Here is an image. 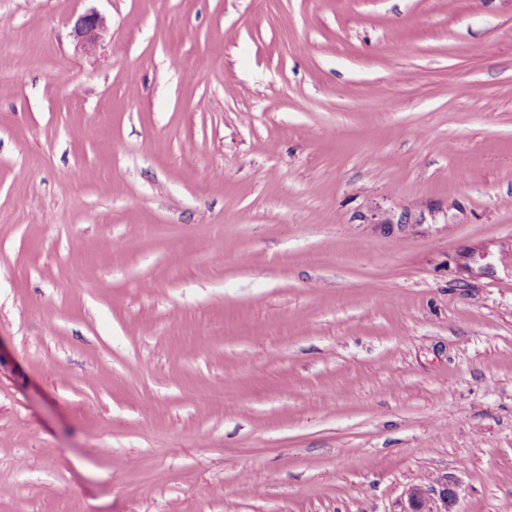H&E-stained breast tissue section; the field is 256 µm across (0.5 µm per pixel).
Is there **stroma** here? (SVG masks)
Returning <instances> with one entry per match:
<instances>
[{
  "instance_id": "35a3bbf8",
  "label": "stroma",
  "mask_w": 512,
  "mask_h": 512,
  "mask_svg": "<svg viewBox=\"0 0 512 512\" xmlns=\"http://www.w3.org/2000/svg\"><path fill=\"white\" fill-rule=\"evenodd\" d=\"M416 486L512 512V0H0V512ZM107 32L105 19L95 11L79 16L72 29V36L83 49L95 47Z\"/></svg>"
}]
</instances>
